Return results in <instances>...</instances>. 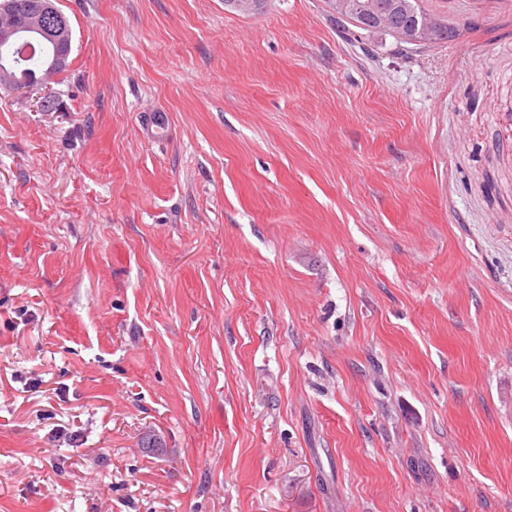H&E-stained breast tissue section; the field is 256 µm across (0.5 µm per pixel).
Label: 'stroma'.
I'll return each instance as SVG.
<instances>
[{
    "instance_id": "35a3bbf8",
    "label": "stroma",
    "mask_w": 512,
    "mask_h": 512,
    "mask_svg": "<svg viewBox=\"0 0 512 512\" xmlns=\"http://www.w3.org/2000/svg\"><path fill=\"white\" fill-rule=\"evenodd\" d=\"M56 5L68 69L0 86V512H512V0L407 56ZM170 129V118L167 112L155 110L148 112L143 123V133L149 139L164 138Z\"/></svg>"
}]
</instances>
